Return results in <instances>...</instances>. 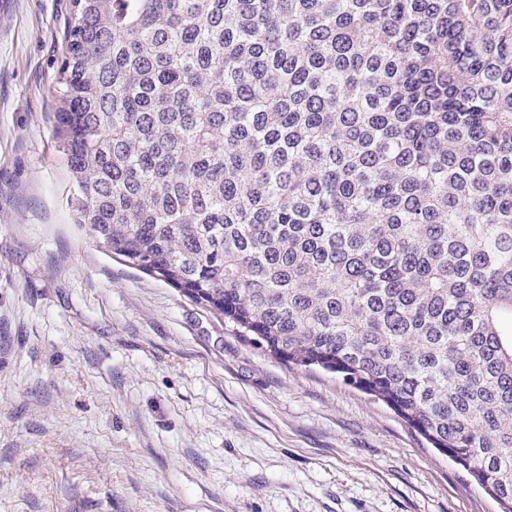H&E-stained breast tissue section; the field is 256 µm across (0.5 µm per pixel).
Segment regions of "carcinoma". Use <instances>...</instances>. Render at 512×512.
Listing matches in <instances>:
<instances>
[{
    "label": "carcinoma",
    "instance_id": "1",
    "mask_svg": "<svg viewBox=\"0 0 512 512\" xmlns=\"http://www.w3.org/2000/svg\"><path fill=\"white\" fill-rule=\"evenodd\" d=\"M75 223L512 512V0H72Z\"/></svg>",
    "mask_w": 512,
    "mask_h": 512
}]
</instances>
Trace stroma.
<instances>
[{
    "label": "stroma",
    "instance_id": "obj_1",
    "mask_svg": "<svg viewBox=\"0 0 512 512\" xmlns=\"http://www.w3.org/2000/svg\"><path fill=\"white\" fill-rule=\"evenodd\" d=\"M71 11L0 15V512H497L383 403L90 242L55 138Z\"/></svg>",
    "mask_w": 512,
    "mask_h": 512
}]
</instances>
